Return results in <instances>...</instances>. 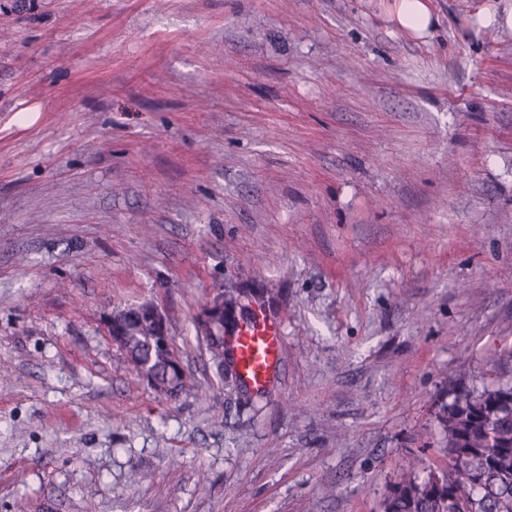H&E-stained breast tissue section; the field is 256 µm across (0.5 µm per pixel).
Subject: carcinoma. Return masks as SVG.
Wrapping results in <instances>:
<instances>
[{
    "label": "carcinoma",
    "mask_w": 512,
    "mask_h": 512,
    "mask_svg": "<svg viewBox=\"0 0 512 512\" xmlns=\"http://www.w3.org/2000/svg\"><path fill=\"white\" fill-rule=\"evenodd\" d=\"M248 301L261 309L270 304L264 295L229 287L213 299L220 312L194 322L224 391L237 396L241 409L254 411L264 394L249 390L237 367L228 366L236 359L224 357L233 351L239 319L250 312ZM151 308L145 303L113 314L112 331L137 375L157 395L176 397L186 390L184 372L174 351L159 343ZM437 421L446 468L439 472L429 460L415 457L384 501L383 512H512V379L488 384L478 393L457 391Z\"/></svg>",
    "instance_id": "1"
}]
</instances>
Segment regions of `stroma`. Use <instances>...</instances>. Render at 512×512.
I'll return each mask as SVG.
<instances>
[{
	"mask_svg": "<svg viewBox=\"0 0 512 512\" xmlns=\"http://www.w3.org/2000/svg\"><path fill=\"white\" fill-rule=\"evenodd\" d=\"M0 0V512H382L512 377V0ZM267 291L239 411L194 316ZM169 313L189 389L109 337ZM392 19L402 28L419 36L428 33L434 25L433 15L426 0H394Z\"/></svg>",
	"mask_w": 512,
	"mask_h": 512,
	"instance_id": "1",
	"label": "stroma"
}]
</instances>
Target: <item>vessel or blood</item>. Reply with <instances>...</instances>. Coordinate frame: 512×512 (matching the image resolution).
I'll use <instances>...</instances> for the list:
<instances>
[{
  "instance_id": "vessel-or-blood-1",
  "label": "vessel or blood",
  "mask_w": 512,
  "mask_h": 512,
  "mask_svg": "<svg viewBox=\"0 0 512 512\" xmlns=\"http://www.w3.org/2000/svg\"><path fill=\"white\" fill-rule=\"evenodd\" d=\"M284 348L281 322L262 309L241 323L236 342V360L243 383L256 391L267 390L278 378Z\"/></svg>"
}]
</instances>
